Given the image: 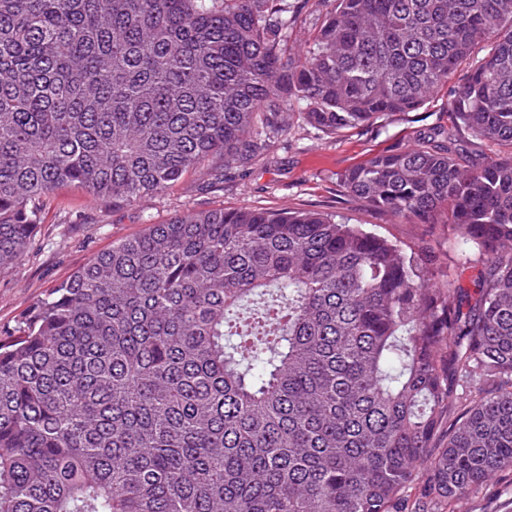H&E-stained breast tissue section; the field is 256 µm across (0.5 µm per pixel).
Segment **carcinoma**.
<instances>
[{"mask_svg":"<svg viewBox=\"0 0 512 512\" xmlns=\"http://www.w3.org/2000/svg\"><path fill=\"white\" fill-rule=\"evenodd\" d=\"M0 0V271L62 184L137 203L450 91L512 143V0ZM449 224L424 244L318 211L200 210L122 240L0 339V512H439L512 469V158L439 128L338 175ZM297 1H288V3H293L295 8L294 17H296L288 46L293 52H302L308 47L322 22L323 16L315 4L316 0Z\"/></svg>","mask_w":512,"mask_h":512,"instance_id":"obj_1","label":"carcinoma"}]
</instances>
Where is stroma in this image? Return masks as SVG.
Here are the masks:
<instances>
[{"label": "stroma", "mask_w": 512, "mask_h": 512, "mask_svg": "<svg viewBox=\"0 0 512 512\" xmlns=\"http://www.w3.org/2000/svg\"><path fill=\"white\" fill-rule=\"evenodd\" d=\"M449 96L439 93L415 112L384 116L371 124L329 134L293 126L271 140L254 160L231 168L195 169L167 192L134 205L91 200L63 185L40 205L42 244L11 269L0 272V331L12 329L35 299L69 278L112 243L142 234L201 209L254 207L314 210L405 243L425 240L439 252L449 274L475 265V252H462L445 224H412L349 196L337 176L372 155L422 141L433 128L451 126ZM454 512H512V470L476 494L457 500Z\"/></svg>", "instance_id": "stroma-1"}]
</instances>
